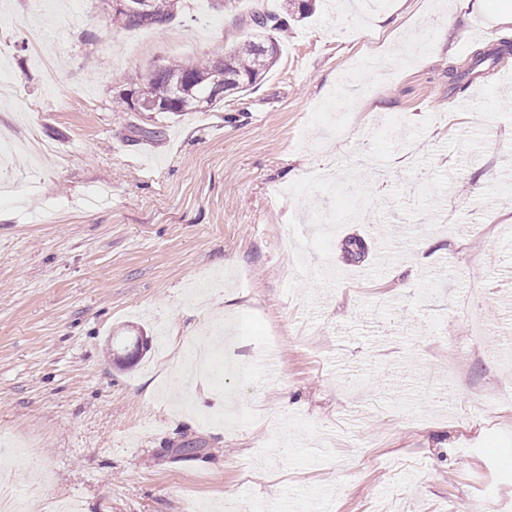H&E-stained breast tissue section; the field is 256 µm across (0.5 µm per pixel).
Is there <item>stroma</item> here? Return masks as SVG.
Masks as SVG:
<instances>
[{
	"label": "stroma",
	"mask_w": 512,
	"mask_h": 512,
	"mask_svg": "<svg viewBox=\"0 0 512 512\" xmlns=\"http://www.w3.org/2000/svg\"><path fill=\"white\" fill-rule=\"evenodd\" d=\"M0 0V455L20 512H512V0ZM287 25L204 112H117L169 60ZM486 58L472 67L476 52ZM309 261L294 265L281 225ZM363 240L359 261L348 239ZM498 287L500 306L471 296ZM170 331L137 366L120 332ZM232 348L199 376L191 351ZM118 0H113L115 6H112V16L107 19V24L112 25L115 21L123 24L125 27L136 25H152L155 27L164 26L173 14L174 0H154V10L148 16H138L125 10Z\"/></svg>",
	"instance_id": "1"
}]
</instances>
